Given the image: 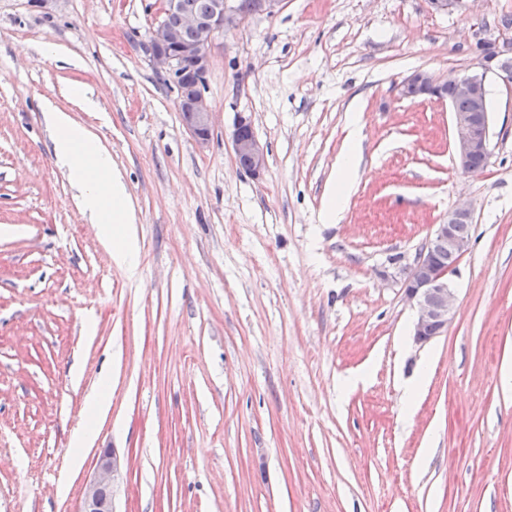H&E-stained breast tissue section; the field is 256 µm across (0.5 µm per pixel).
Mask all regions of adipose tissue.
<instances>
[{
	"label": "adipose tissue",
	"mask_w": 512,
	"mask_h": 512,
	"mask_svg": "<svg viewBox=\"0 0 512 512\" xmlns=\"http://www.w3.org/2000/svg\"><path fill=\"white\" fill-rule=\"evenodd\" d=\"M46 118L53 131L56 161L78 183L83 209L98 224L113 262L135 268V217L111 157L68 112L52 107Z\"/></svg>",
	"instance_id": "obj_1"
}]
</instances>
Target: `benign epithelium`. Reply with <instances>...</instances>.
<instances>
[{
	"label": "benign epithelium",
	"instance_id": "7a95c632",
	"mask_svg": "<svg viewBox=\"0 0 512 512\" xmlns=\"http://www.w3.org/2000/svg\"><path fill=\"white\" fill-rule=\"evenodd\" d=\"M284 0H250L243 11L239 7L229 10L227 0H212L205 15L185 11L180 0H163L160 14L180 13V25L171 26L161 19L153 28L144 53L150 65L169 76L177 91L178 109L187 112L191 121L186 129L196 145L205 148L213 136V112L204 89L210 70V49L224 32L238 28L253 15H275ZM197 32V40L189 43L182 39L181 30ZM494 75L507 90H512V68L494 62L492 57H483L474 70L454 76L448 80L457 97L471 102L468 112H452V139L456 163L465 173H471L473 155H490V112L486 105V79ZM443 82L425 70H416L399 85L402 97L415 90L419 95H438ZM232 147L235 159H244V170L260 177L267 168V153L258 140L252 116L238 113L232 132ZM473 218L471 206L458 203L448 210V219L432 225V231L413 260L401 267L395 275L405 301L414 312L412 338L423 345L430 340L424 333L427 326H437L438 333L448 330L455 315L456 294L450 275L470 247V239L458 232L459 224ZM448 248V257L455 259L449 265L439 264L435 249ZM120 474V462L110 448L100 450L96 471L85 487L77 512H99L101 501L112 503L114 481Z\"/></svg>",
	"mask_w": 512,
	"mask_h": 512
}]
</instances>
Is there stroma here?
Segmentation results:
<instances>
[{
  "label": "stroma",
  "mask_w": 512,
  "mask_h": 512,
  "mask_svg": "<svg viewBox=\"0 0 512 512\" xmlns=\"http://www.w3.org/2000/svg\"><path fill=\"white\" fill-rule=\"evenodd\" d=\"M151 2L0 0V512H76L102 448L114 512H512V92L488 79L491 153L470 175L447 100L398 94L512 39V0H285L212 45L203 149L145 58ZM48 103L120 172L137 274L56 164ZM240 112L267 152L257 179L233 156ZM460 201L455 316L419 347L391 275ZM358 122V118L354 117L351 123L349 134L348 150L341 159L337 182L334 189L330 193L329 204L330 213L332 216H336V212L340 209L341 205L344 203L350 193V174L355 164L356 151L359 145ZM110 407L106 392L101 389L86 399V417L81 426L72 434L73 447L85 448L95 436V424L98 417H103Z\"/></svg>",
  "instance_id": "35a3bbf8"
}]
</instances>
